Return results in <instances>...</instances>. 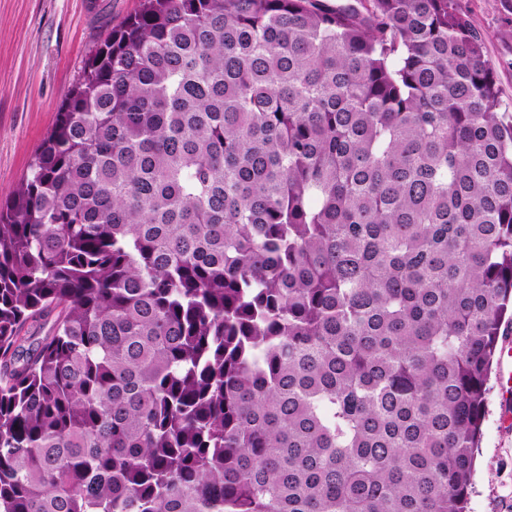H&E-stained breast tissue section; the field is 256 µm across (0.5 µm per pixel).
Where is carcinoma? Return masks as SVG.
<instances>
[{
  "label": "carcinoma",
  "mask_w": 512,
  "mask_h": 512,
  "mask_svg": "<svg viewBox=\"0 0 512 512\" xmlns=\"http://www.w3.org/2000/svg\"><path fill=\"white\" fill-rule=\"evenodd\" d=\"M511 308L457 0H140L0 205V512H469Z\"/></svg>",
  "instance_id": "carcinoma-1"
}]
</instances>
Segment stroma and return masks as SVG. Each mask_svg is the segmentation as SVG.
<instances>
[{
    "label": "stroma",
    "instance_id": "stroma-1",
    "mask_svg": "<svg viewBox=\"0 0 512 512\" xmlns=\"http://www.w3.org/2000/svg\"><path fill=\"white\" fill-rule=\"evenodd\" d=\"M485 37L504 105L512 107V0H458ZM138 0H0V201L22 181L64 92ZM476 450L470 512H512V424L493 374Z\"/></svg>",
    "mask_w": 512,
    "mask_h": 512
}]
</instances>
